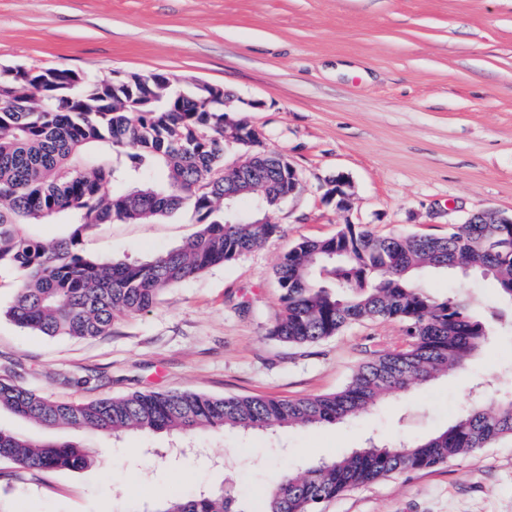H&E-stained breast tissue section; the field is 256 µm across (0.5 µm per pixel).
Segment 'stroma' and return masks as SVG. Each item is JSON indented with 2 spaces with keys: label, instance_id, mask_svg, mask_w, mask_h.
Listing matches in <instances>:
<instances>
[{
  "label": "stroma",
  "instance_id": "stroma-1",
  "mask_svg": "<svg viewBox=\"0 0 512 512\" xmlns=\"http://www.w3.org/2000/svg\"><path fill=\"white\" fill-rule=\"evenodd\" d=\"M17 65L222 86L237 117L302 179L273 215L277 234L169 289L150 312L118 316L106 336L19 328L2 314L15 288L1 275L0 377L56 400L335 392L372 350L397 343L402 327L354 324L308 346L269 336L281 311L273 269L282 254L348 223L443 236L480 210L512 215V0H0V66ZM339 173L351 182L341 210L325 197ZM200 227L187 206L151 222L98 225L81 249L146 260ZM420 281L481 318L504 306L491 279L428 270ZM478 386L488 404L512 393V333L498 331L463 369L341 424L276 437L205 432L192 451L170 457L164 433L88 435L94 461L77 472L0 461V512H156L175 492L203 488L252 507L286 468L351 452L371 436L447 428ZM324 512H512V441L349 491Z\"/></svg>",
  "mask_w": 512,
  "mask_h": 512
}]
</instances>
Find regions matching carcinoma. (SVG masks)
Instances as JSON below:
<instances>
[{
    "instance_id": "obj_1",
    "label": "carcinoma",
    "mask_w": 512,
    "mask_h": 512,
    "mask_svg": "<svg viewBox=\"0 0 512 512\" xmlns=\"http://www.w3.org/2000/svg\"><path fill=\"white\" fill-rule=\"evenodd\" d=\"M211 88H172L163 74L143 81L113 71L0 67V272L15 276L5 316L43 336H106L120 314L149 311L166 290L252 251L277 224L224 223V102ZM259 192L282 180L267 158ZM209 221L181 246L145 262H106L80 248L112 220L148 221L185 206ZM59 224L52 243L38 234ZM424 268L462 269L497 281L512 302V224H457L445 236H381L346 224L305 238L276 265L282 313L270 336L309 345L347 326L397 320L395 346L372 351L342 389L296 399L137 392L69 403L0 378V411L44 426L118 437L128 430L190 438L204 431L259 432L343 423L412 385L460 368L489 342V324L454 297L431 295ZM512 440V396L492 408L472 402L445 430L422 439H371L347 455L281 473L253 512H322L347 491L403 472L429 471ZM0 460L27 470L79 471L78 442L47 443L0 428ZM159 512H246L222 491L173 496Z\"/></svg>"
}]
</instances>
